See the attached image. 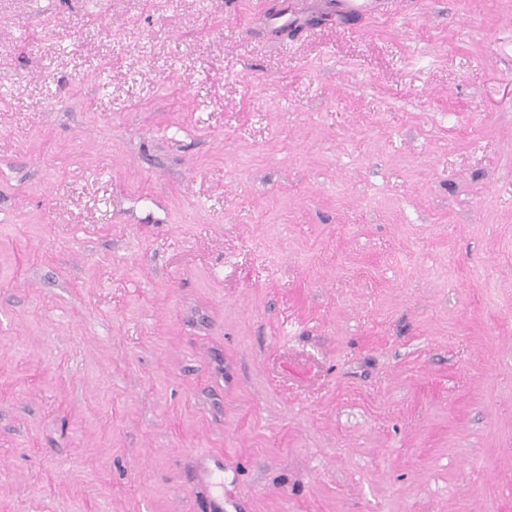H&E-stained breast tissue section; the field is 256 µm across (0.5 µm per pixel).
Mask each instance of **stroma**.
Segmentation results:
<instances>
[{"mask_svg":"<svg viewBox=\"0 0 512 512\" xmlns=\"http://www.w3.org/2000/svg\"><path fill=\"white\" fill-rule=\"evenodd\" d=\"M0 0V512H512V0ZM395 4L396 0H340L338 11L342 15L365 18L377 13H390Z\"/></svg>","mask_w":512,"mask_h":512,"instance_id":"1","label":"stroma"}]
</instances>
